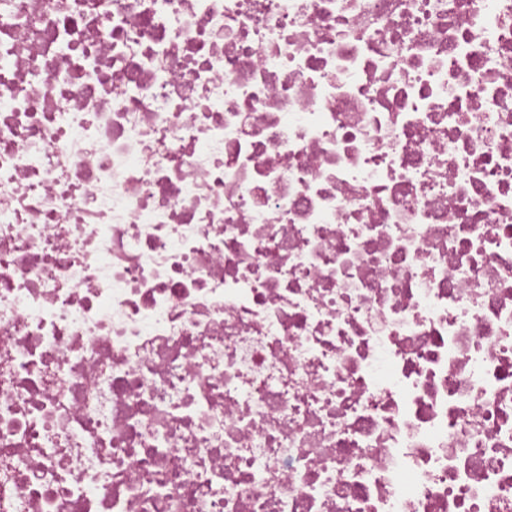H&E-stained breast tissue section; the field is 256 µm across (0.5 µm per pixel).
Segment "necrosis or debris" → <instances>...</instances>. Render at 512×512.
<instances>
[{
	"instance_id": "1",
	"label": "necrosis or debris",
	"mask_w": 512,
	"mask_h": 512,
	"mask_svg": "<svg viewBox=\"0 0 512 512\" xmlns=\"http://www.w3.org/2000/svg\"><path fill=\"white\" fill-rule=\"evenodd\" d=\"M0 512H512V0H0Z\"/></svg>"
}]
</instances>
